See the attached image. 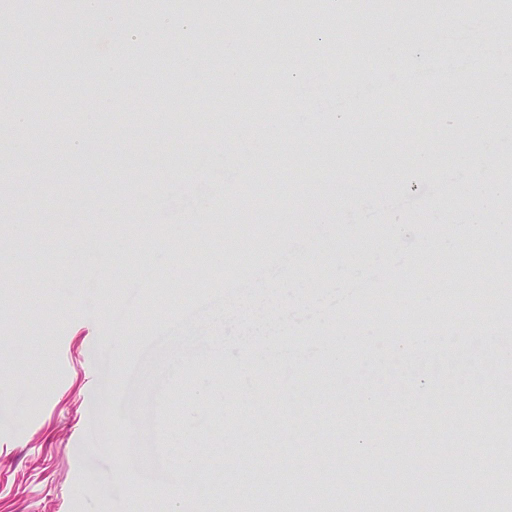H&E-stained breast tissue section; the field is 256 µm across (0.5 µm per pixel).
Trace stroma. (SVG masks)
Here are the masks:
<instances>
[{
    "instance_id": "obj_1",
    "label": "stroma",
    "mask_w": 512,
    "mask_h": 512,
    "mask_svg": "<svg viewBox=\"0 0 512 512\" xmlns=\"http://www.w3.org/2000/svg\"><path fill=\"white\" fill-rule=\"evenodd\" d=\"M99 9L0 0V512H173L169 496L141 500L139 484L201 454L212 475L250 479L236 454L250 442L256 466L297 457L310 491L279 498L294 512H326L333 497L338 512H460L467 501L512 512V498L468 497L472 456H512L500 421L512 410V309L493 295L454 308L451 284L436 301L406 287L451 258L482 259L492 280L512 282L494 266L512 240V178L499 167L512 118L498 115L512 85V0L495 12L448 0H154L151 21L139 0ZM208 27L209 55L185 69ZM254 58L265 69H250ZM452 79L467 102L445 107L435 91ZM364 89L372 110L351 112ZM242 123L253 137L238 136ZM27 137L38 148L20 167L12 154ZM295 138L309 150L289 166ZM258 156L262 186L249 179ZM213 213L222 233L204 222ZM138 214L151 222L139 238L127 230ZM239 237L300 250L137 349L136 335L186 302L182 247L202 241L222 274L213 255L233 256ZM439 305L454 316L422 319ZM118 306L128 341L112 357L135 354L136 367L118 412L104 410L78 446L99 394L93 350ZM489 313L496 328L475 334ZM414 336L426 347L406 349ZM212 359L238 362L232 398L190 369ZM168 390L183 401L162 429ZM360 394L365 412L345 421Z\"/></svg>"
}]
</instances>
